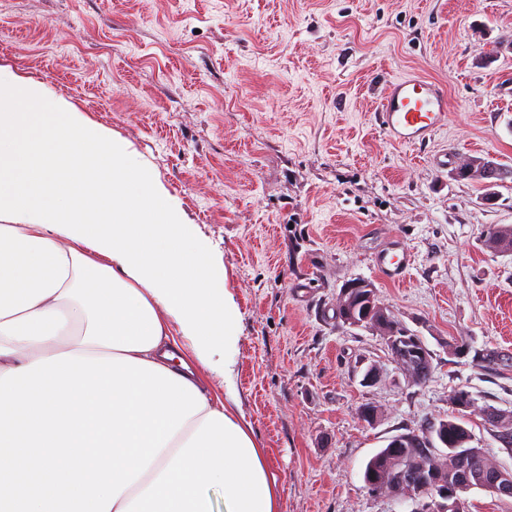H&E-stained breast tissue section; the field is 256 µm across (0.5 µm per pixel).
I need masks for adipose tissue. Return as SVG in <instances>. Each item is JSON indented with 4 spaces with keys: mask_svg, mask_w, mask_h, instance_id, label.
Wrapping results in <instances>:
<instances>
[{
    "mask_svg": "<svg viewBox=\"0 0 512 512\" xmlns=\"http://www.w3.org/2000/svg\"><path fill=\"white\" fill-rule=\"evenodd\" d=\"M192 341L179 354L178 336ZM242 324L223 267L129 145L0 65V374L36 357H132L207 396L110 512H280L281 484L236 387Z\"/></svg>",
    "mask_w": 512,
    "mask_h": 512,
    "instance_id": "ef3b65f1",
    "label": "adipose tissue"
}]
</instances>
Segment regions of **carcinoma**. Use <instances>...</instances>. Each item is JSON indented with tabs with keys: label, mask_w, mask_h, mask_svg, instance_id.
<instances>
[{
	"label": "carcinoma",
	"mask_w": 512,
	"mask_h": 512,
	"mask_svg": "<svg viewBox=\"0 0 512 512\" xmlns=\"http://www.w3.org/2000/svg\"><path fill=\"white\" fill-rule=\"evenodd\" d=\"M485 243L490 248L512 249V225L494 224L485 230ZM484 423L492 437L512 451V419L502 410L486 404L481 407ZM472 435L465 426L462 410L448 417L440 427L432 426L422 435L410 433L400 448H382L365 464L363 477L366 487L376 492L384 487L396 496L401 495L406 480L401 474L410 473L412 490L418 497L435 501L441 486L433 478L431 468L437 464L446 467L448 486H453L459 473L481 468H492L495 462L484 449L471 445Z\"/></svg>",
	"instance_id": "obj_1"
}]
</instances>
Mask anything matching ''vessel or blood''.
Here are the masks:
<instances>
[{
  "label": "vessel or blood",
  "mask_w": 512,
  "mask_h": 512,
  "mask_svg": "<svg viewBox=\"0 0 512 512\" xmlns=\"http://www.w3.org/2000/svg\"><path fill=\"white\" fill-rule=\"evenodd\" d=\"M447 109L443 84L422 77H397L384 86L376 120L389 139L415 146L431 139L445 120ZM372 264L385 281L399 283L412 266L411 254L396 240L373 256Z\"/></svg>",
  "instance_id": "1"
}]
</instances>
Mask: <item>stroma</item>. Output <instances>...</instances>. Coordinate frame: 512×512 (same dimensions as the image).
Listing matches in <instances>:
<instances>
[{"mask_svg": "<svg viewBox=\"0 0 512 512\" xmlns=\"http://www.w3.org/2000/svg\"><path fill=\"white\" fill-rule=\"evenodd\" d=\"M0 65L127 140L223 266L241 406L282 512H411L368 491L372 455L446 419L458 389L512 415V251L484 242L512 225V180L490 200L455 175L475 155L512 166V0H0ZM400 74L447 88L420 147L376 124ZM394 238L413 256L400 284L371 264ZM355 279L422 336L425 383L337 317Z\"/></svg>", "mask_w": 512, "mask_h": 512, "instance_id": "1", "label": "stroma"}]
</instances>
